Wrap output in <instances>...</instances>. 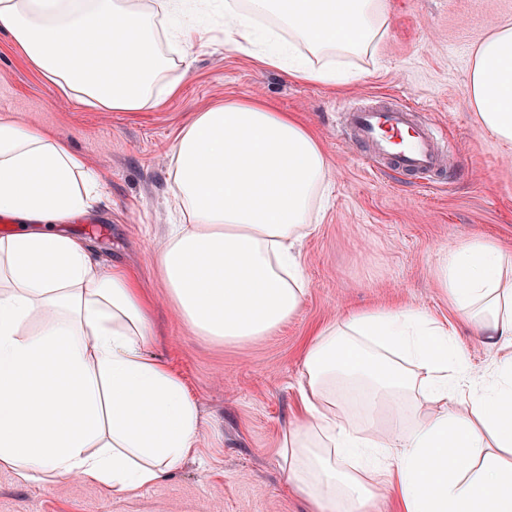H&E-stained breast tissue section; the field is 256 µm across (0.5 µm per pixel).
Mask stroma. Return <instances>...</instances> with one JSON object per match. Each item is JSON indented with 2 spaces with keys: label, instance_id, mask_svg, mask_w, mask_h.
Returning a JSON list of instances; mask_svg holds the SVG:
<instances>
[{
  "label": "stroma",
  "instance_id": "35a3bbf8",
  "mask_svg": "<svg viewBox=\"0 0 512 512\" xmlns=\"http://www.w3.org/2000/svg\"><path fill=\"white\" fill-rule=\"evenodd\" d=\"M512 22V0H392L389 33L374 58L341 69L350 82H300L216 37L168 73L174 94L144 112H109L61 93L0 33V119L46 128L103 179L92 208L103 234L80 224L93 260L138 273L154 302L148 350L175 372L208 423L181 468L137 495L70 478L22 486L0 470V512H313L279 467L281 435L298 409V383L312 333L355 309L416 307L447 320L474 374L498 358L471 336L432 274L440 252L474 235L512 249V148L475 120L468 93L472 52L489 29ZM426 109L455 145L445 173L375 176L342 143L341 102L375 97ZM259 98L298 113L318 132L335 190L317 232L302 245L311 282L300 311L274 333L239 343L196 335L174 313L154 267L170 219L167 145L196 109L225 98Z\"/></svg>",
  "mask_w": 512,
  "mask_h": 512
}]
</instances>
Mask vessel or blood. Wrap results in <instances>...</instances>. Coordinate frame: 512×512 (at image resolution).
<instances>
[{
    "label": "vessel or blood",
    "instance_id": "1",
    "mask_svg": "<svg viewBox=\"0 0 512 512\" xmlns=\"http://www.w3.org/2000/svg\"><path fill=\"white\" fill-rule=\"evenodd\" d=\"M343 127L360 158L374 157L380 171L434 175L451 146L437 126L412 106L379 101L342 107Z\"/></svg>",
    "mask_w": 512,
    "mask_h": 512
}]
</instances>
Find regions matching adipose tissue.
Listing matches in <instances>:
<instances>
[{
    "instance_id": "1",
    "label": "adipose tissue",
    "mask_w": 512,
    "mask_h": 512,
    "mask_svg": "<svg viewBox=\"0 0 512 512\" xmlns=\"http://www.w3.org/2000/svg\"><path fill=\"white\" fill-rule=\"evenodd\" d=\"M238 47L271 41L268 66L332 84L331 58L375 55L390 0H0V32L64 92L112 112L158 104L172 54L204 16ZM469 90L480 127L512 147V24L478 45ZM182 221L155 254L175 312L198 335H269L302 307L297 250L318 228L333 168L293 113L257 99L195 112L169 148ZM101 181L46 129L0 119V469L21 484L75 476L128 497L178 470L199 442L198 406L146 351L153 304L126 267H102L56 224L94 207ZM448 302L500 359L469 371L447 321L419 309L350 311L302 360L300 417L281 470L317 512H512V253L473 236L442 251Z\"/></svg>"
}]
</instances>
